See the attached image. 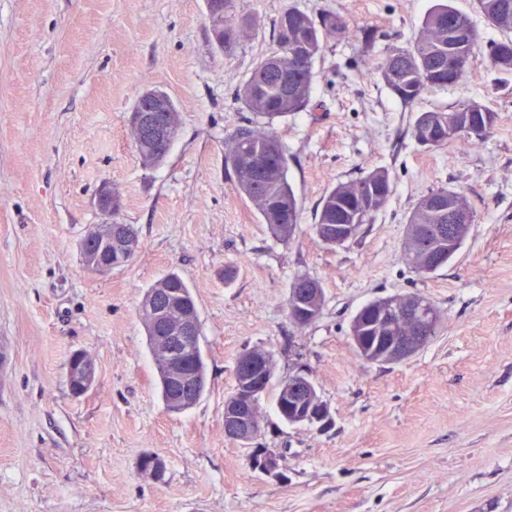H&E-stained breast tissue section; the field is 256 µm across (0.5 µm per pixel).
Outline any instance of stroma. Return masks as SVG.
<instances>
[{"label":"stroma","mask_w":512,"mask_h":512,"mask_svg":"<svg viewBox=\"0 0 512 512\" xmlns=\"http://www.w3.org/2000/svg\"><path fill=\"white\" fill-rule=\"evenodd\" d=\"M289 2L234 0L256 28L227 53L206 0H0V512H512V75L478 61L411 111L356 41L328 40L312 111L274 124L301 204L282 242L236 190L224 150L248 118L236 90L276 51L273 21ZM297 2L375 29L380 57L409 45L434 0ZM148 90L180 112L153 167L128 126ZM469 100L496 115L483 143L414 139L417 113ZM376 169L391 178L387 205L329 248L311 229L322 197ZM105 185L139 246L98 274L79 244L105 220ZM437 188L461 191L476 222L453 261L421 275L404 252L407 221ZM172 271L195 295L209 379L181 413L161 400L139 314ZM301 274L325 291L303 329L286 309ZM407 293L439 310L436 336L397 364L362 360L353 316ZM256 346L276 378L307 373L331 417L323 428L282 421L269 386L255 444L279 455L276 476L224 434L236 361ZM77 350L97 366L79 396L66 381ZM147 454L164 460L162 479L141 473Z\"/></svg>","instance_id":"35a3bbf8"}]
</instances>
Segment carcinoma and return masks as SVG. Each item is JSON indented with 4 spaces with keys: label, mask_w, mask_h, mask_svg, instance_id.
<instances>
[{
    "label": "carcinoma",
    "mask_w": 512,
    "mask_h": 512,
    "mask_svg": "<svg viewBox=\"0 0 512 512\" xmlns=\"http://www.w3.org/2000/svg\"><path fill=\"white\" fill-rule=\"evenodd\" d=\"M478 11L488 23L508 34V37L490 44L483 56L489 65L502 72L512 73V0H475ZM211 23H224V50L234 49L254 27V21L239 17L233 9V0H207ZM471 23L468 15L451 5V0H438L425 15L419 33L407 47H394L385 56L372 63L371 73L379 77L392 96L402 105L412 107L429 93L461 83L467 71L456 68L448 54V29ZM278 51L262 59L236 93L247 111L257 121L238 127L227 138L225 163L230 167L235 187L256 206L263 221L280 241H288L298 229L299 205L288 182V160L278 135L271 128L274 119L308 109L313 81V65L324 42L334 37L358 35L359 50L369 56L373 51L375 31L365 26H352L342 15L320 10L309 13L291 4L285 7L273 24ZM495 113L481 103L470 100L448 111H426L416 117L412 133L416 141L428 148H442L453 142L475 143L482 140L495 123ZM130 136L136 151L146 166L162 163L158 153L139 141L135 127ZM391 194V180L385 170H375L349 182L341 183L324 195L316 214L313 230L323 243L336 239V225L354 224L359 213L369 210L377 213ZM447 196L454 207L474 223V215L465 195L441 188L424 195L412 212L405 251L413 268L427 275L430 270L422 265L431 240L424 230L441 220L434 207L437 198ZM151 290L165 297L176 294L180 305L174 313L156 321L147 304L140 306L149 352L157 365L161 397L169 403L173 394L167 380L166 361L180 355L177 341L171 338L177 315L196 309L192 290L175 273L161 278ZM289 290L304 294L305 307H288L289 320L298 327L310 325L307 317L312 311L322 312L325 304L320 282L310 276H299ZM380 303L374 300L363 306L354 316L351 327L358 331L366 350L377 344V332L370 328L371 308ZM440 314L430 331L423 334L405 321L396 322L402 336L425 335L427 345L436 335ZM186 360L203 381H208L206 363L200 348L186 353ZM317 391L304 394L296 379L281 381L276 395V408L286 422H293V410L299 399L313 402Z\"/></svg>",
    "instance_id": "carcinoma-1"
}]
</instances>
